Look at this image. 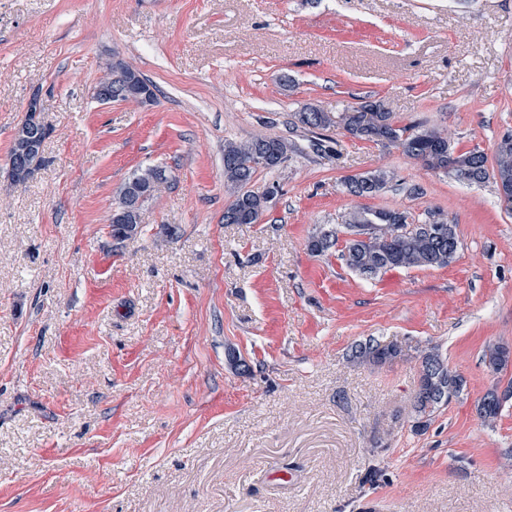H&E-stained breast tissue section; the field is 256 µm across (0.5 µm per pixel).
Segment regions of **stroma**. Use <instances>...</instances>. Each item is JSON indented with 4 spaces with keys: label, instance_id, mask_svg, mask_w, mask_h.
<instances>
[{
    "label": "stroma",
    "instance_id": "1",
    "mask_svg": "<svg viewBox=\"0 0 512 512\" xmlns=\"http://www.w3.org/2000/svg\"><path fill=\"white\" fill-rule=\"evenodd\" d=\"M117 58L152 103L94 99ZM35 92L45 163L14 186ZM362 100L493 154L512 133V0H0V512H512V404L492 427L475 412L485 345L512 346V214L492 184L336 126L309 149L296 112ZM264 135L291 149L251 188L277 193L260 223H225L224 143ZM150 166L168 181L113 241L116 193ZM379 166L390 188L344 192ZM358 206L442 211L461 248L374 279L312 255ZM368 336L402 358L348 363ZM431 343L468 388L419 435Z\"/></svg>",
    "mask_w": 512,
    "mask_h": 512
}]
</instances>
